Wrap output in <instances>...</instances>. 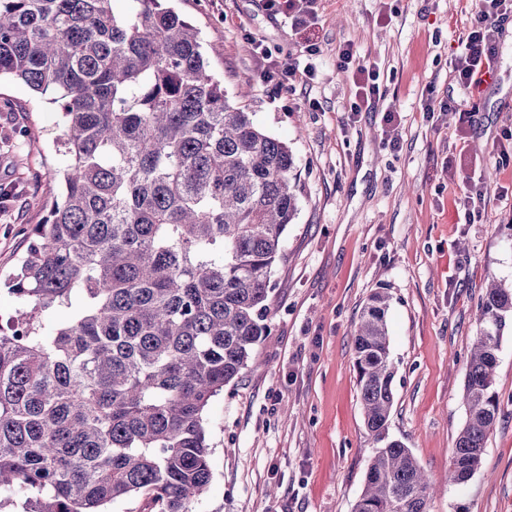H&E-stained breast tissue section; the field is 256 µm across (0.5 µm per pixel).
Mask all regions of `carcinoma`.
<instances>
[{"label": "carcinoma", "instance_id": "obj_1", "mask_svg": "<svg viewBox=\"0 0 512 512\" xmlns=\"http://www.w3.org/2000/svg\"><path fill=\"white\" fill-rule=\"evenodd\" d=\"M0 0V75L59 108L63 189L8 281L0 327V507L193 512L211 481L206 409L268 335L272 268L298 213L295 158L232 102L199 32L160 0ZM72 310L53 333L39 317ZM388 296L354 332L364 423L384 443L352 512H428L436 487L386 436L394 404ZM512 285L478 305L467 419L448 483L481 467L499 411Z\"/></svg>", "mask_w": 512, "mask_h": 512}]
</instances>
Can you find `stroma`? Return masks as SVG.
Returning <instances> with one entry per match:
<instances>
[{"label":"stroma","mask_w":512,"mask_h":512,"mask_svg":"<svg viewBox=\"0 0 512 512\" xmlns=\"http://www.w3.org/2000/svg\"><path fill=\"white\" fill-rule=\"evenodd\" d=\"M200 31L228 96L250 86L254 122L292 149L299 211L271 277L270 332L205 414L212 479L194 512H352L378 443L364 425L354 327L377 291L389 295L396 367L389 439L441 479L467 410L466 363L489 279L512 281V21L499 34L496 84L463 96L455 119L426 112L455 92L451 55L478 0H315L318 52L265 0H172ZM352 42L384 76L375 111L346 123L354 99L338 70ZM312 65L311 79H267V60ZM399 112L398 148L381 127ZM54 106L0 76V279L17 268L70 164ZM480 169L486 206L466 223L458 199ZM499 413L480 469L439 487L429 512H512V328L500 338ZM441 109L444 111L453 112L457 118V131L463 135L466 130L474 122L473 117L475 116L472 109L462 108V104L454 98L453 93L448 95V100L441 102Z\"/></svg>","instance_id":"obj_1"}]
</instances>
